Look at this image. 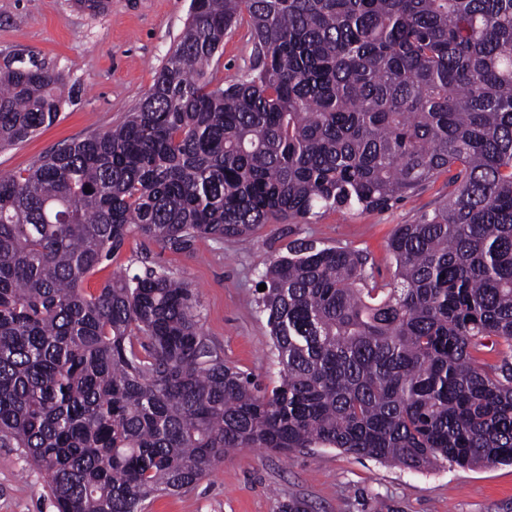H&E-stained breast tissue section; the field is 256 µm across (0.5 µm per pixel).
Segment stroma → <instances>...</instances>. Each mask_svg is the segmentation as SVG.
I'll use <instances>...</instances> for the list:
<instances>
[{
	"instance_id": "stroma-1",
	"label": "stroma",
	"mask_w": 512,
	"mask_h": 512,
	"mask_svg": "<svg viewBox=\"0 0 512 512\" xmlns=\"http://www.w3.org/2000/svg\"><path fill=\"white\" fill-rule=\"evenodd\" d=\"M190 0H111L101 13L77 0H0V66L20 57L61 71L67 96L58 121L19 145L0 150V174L27 169L62 144L122 123L135 111L181 36ZM247 20L224 37L215 64L225 82L239 79L253 58ZM439 200L436 189L385 211H330L312 222L268 224L251 238L202 239L193 254H174L142 238L127 239L83 286L96 292L113 271L160 265L194 288L204 334L225 363L278 383L265 318L253 303L258 274L271 255L304 239L320 247L366 252L388 276L387 240ZM291 500L308 512H512V464L459 467L446 462L422 470L383 464L338 448L288 455L241 448L190 488L146 501L143 512H280ZM0 512H56L43 471L21 449L0 448Z\"/></svg>"
}]
</instances>
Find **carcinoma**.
Returning <instances> with one entry per match:
<instances>
[{
  "mask_svg": "<svg viewBox=\"0 0 512 512\" xmlns=\"http://www.w3.org/2000/svg\"><path fill=\"white\" fill-rule=\"evenodd\" d=\"M245 14L253 61L226 85L213 61ZM64 89L1 67L0 148L53 125ZM441 177L390 237L387 281L347 247L270 258V390L224 363L167 270L81 288L131 235L189 255ZM0 447L45 472L57 512H141L237 448L512 462V0H191L122 123L0 175Z\"/></svg>",
  "mask_w": 512,
  "mask_h": 512,
  "instance_id": "cac0c4a2",
  "label": "carcinoma"
}]
</instances>
